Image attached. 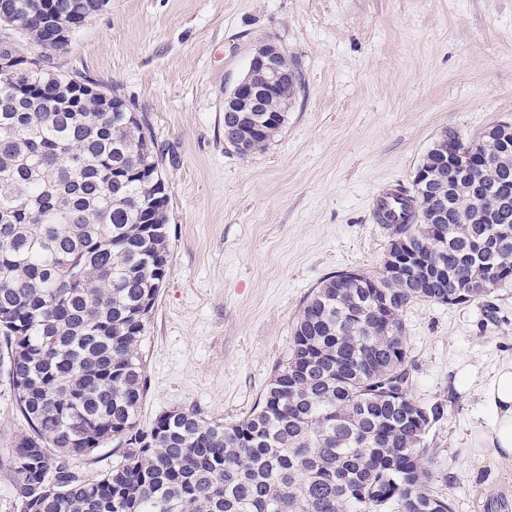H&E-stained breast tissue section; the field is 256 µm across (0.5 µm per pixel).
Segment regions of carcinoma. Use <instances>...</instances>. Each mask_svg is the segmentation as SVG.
Returning a JSON list of instances; mask_svg holds the SVG:
<instances>
[{"label":"carcinoma","instance_id":"obj_1","mask_svg":"<svg viewBox=\"0 0 512 512\" xmlns=\"http://www.w3.org/2000/svg\"><path fill=\"white\" fill-rule=\"evenodd\" d=\"M50 19L35 0H0V24L26 27L45 50L20 82L0 71V376L27 424L10 456L21 512H452L428 492L425 448L445 409L409 393L400 314L448 303L454 275L466 278L456 303L481 301L497 319L491 295L512 282V197L495 223L478 220L463 179L446 197L448 223L428 224L417 189H400L380 221L420 257L406 279L323 280L249 415L224 424L177 408L144 430L142 343L169 256L168 214L138 172L159 171L138 152L153 135L80 93L93 80L52 65L68 41H45ZM484 153L482 188L512 183V154ZM114 439L126 451L111 470H73Z\"/></svg>","mask_w":512,"mask_h":512}]
</instances>
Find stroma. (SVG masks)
Returning a JSON list of instances; mask_svg holds the SVG:
<instances>
[{
    "label": "stroma",
    "mask_w": 512,
    "mask_h": 512,
    "mask_svg": "<svg viewBox=\"0 0 512 512\" xmlns=\"http://www.w3.org/2000/svg\"><path fill=\"white\" fill-rule=\"evenodd\" d=\"M270 39L299 66L288 122L243 158L224 95ZM148 123L168 187L169 262L143 342L141 428L173 408L233 423L285 360L327 277L380 272L390 231L370 210L411 188L442 131L512 123V0H110L54 56ZM481 302L401 314L411 395L440 403L428 432L434 496L453 512H512V462L479 458V390L512 362V283ZM24 423L0 377V512H21L8 452Z\"/></svg>",
    "instance_id": "obj_1"
}]
</instances>
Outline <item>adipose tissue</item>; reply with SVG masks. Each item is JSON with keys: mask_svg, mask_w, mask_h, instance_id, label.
<instances>
[{"mask_svg": "<svg viewBox=\"0 0 512 512\" xmlns=\"http://www.w3.org/2000/svg\"><path fill=\"white\" fill-rule=\"evenodd\" d=\"M493 420L489 432H479L473 443L481 457L512 462V362L503 364L482 390Z\"/></svg>", "mask_w": 512, "mask_h": 512, "instance_id": "obj_1", "label": "adipose tissue"}]
</instances>
